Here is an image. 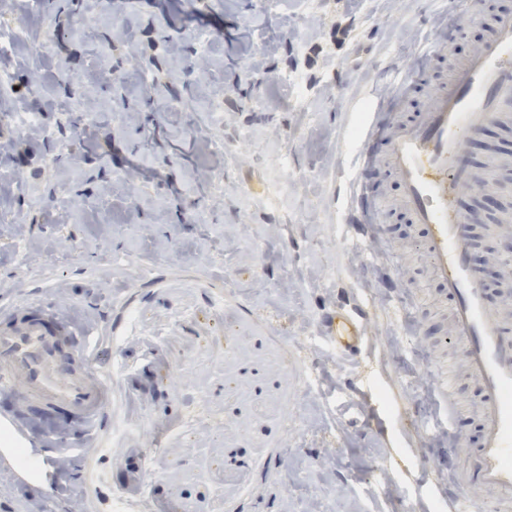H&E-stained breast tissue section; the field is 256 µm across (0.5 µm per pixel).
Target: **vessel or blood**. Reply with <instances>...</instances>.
Instances as JSON below:
<instances>
[{"label":"vessel or blood","mask_w":512,"mask_h":512,"mask_svg":"<svg viewBox=\"0 0 512 512\" xmlns=\"http://www.w3.org/2000/svg\"><path fill=\"white\" fill-rule=\"evenodd\" d=\"M512 114V12L498 13L477 53L455 68L450 88L434 90L422 112L408 121L377 127L368 113L353 145L363 169L388 164L399 181L400 205L418 225L421 245L434 276L453 304L452 338L466 346V364L483 394L478 411L476 447L465 449L457 482L464 493L448 501V512H468L482 491L494 494L501 512H512V336L502 322L512 311V290L505 303L492 304L469 260L472 217L458 201L474 187L464 143L494 120ZM364 306L337 304L323 320L330 346L348 358L361 356L365 344ZM67 326L46 335L40 322L18 331L0 330V382L6 391L46 403L48 411L75 413L81 432L110 433V384L95 369V352L83 344L69 357L63 343ZM0 428L12 429L15 441L0 443V464L11 465L19 448L35 447L30 429L14 415L0 413ZM387 481L411 488L415 499L440 500L438 490L415 479L412 469L385 462Z\"/></svg>","instance_id":"obj_1"}]
</instances>
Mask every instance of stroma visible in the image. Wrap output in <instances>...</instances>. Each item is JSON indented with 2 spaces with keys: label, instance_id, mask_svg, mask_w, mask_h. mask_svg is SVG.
<instances>
[{
  "label": "stroma",
  "instance_id": "obj_1",
  "mask_svg": "<svg viewBox=\"0 0 512 512\" xmlns=\"http://www.w3.org/2000/svg\"><path fill=\"white\" fill-rule=\"evenodd\" d=\"M0 0V70L27 96L40 128L0 119V328L94 322L112 378L117 436L88 482L56 491L138 502L151 512H409L387 493L382 437L358 415L361 381L392 392L427 483L475 447L481 399L450 338L452 303L398 209L397 178L377 172L382 238L341 243L357 158L343 138L351 113L415 118L432 90L484 39L512 0H484L457 25L451 0ZM22 22L26 36L13 32ZM446 39L447 55L421 46ZM417 73L400 85L392 67ZM87 74L66 92L67 73ZM480 192L512 234V124L494 122L464 147ZM369 305L368 346L339 358L321 335L336 303ZM447 381L450 434L420 431ZM41 402L0 392L42 446L70 429ZM154 470L130 469L135 457Z\"/></svg>",
  "mask_w": 512,
  "mask_h": 512
}]
</instances>
